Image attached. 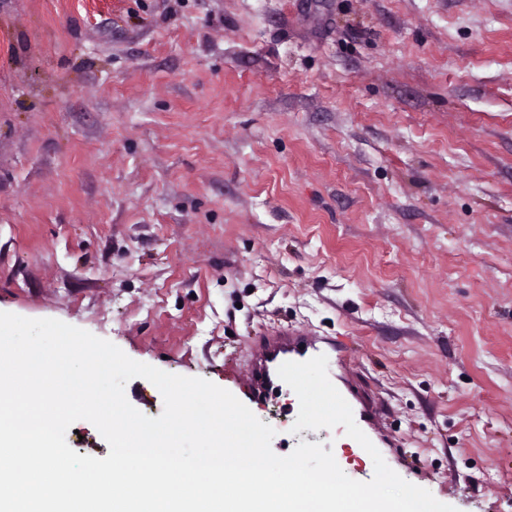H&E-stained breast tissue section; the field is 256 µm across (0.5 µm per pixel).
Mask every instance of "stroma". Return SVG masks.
I'll use <instances>...</instances> for the list:
<instances>
[{
	"label": "stroma",
	"instance_id": "stroma-1",
	"mask_svg": "<svg viewBox=\"0 0 512 512\" xmlns=\"http://www.w3.org/2000/svg\"><path fill=\"white\" fill-rule=\"evenodd\" d=\"M0 311L258 397L333 338L390 467L512 512V0H0ZM333 341L327 337L311 336L305 331H275L252 355L254 385L263 394L285 393L291 396L297 401L299 408L296 393L279 378L278 367L287 361L302 362L323 354L328 360V376L331 382L349 403L355 422L369 438L371 410L351 391L344 373H336L338 368L343 369L346 355Z\"/></svg>",
	"mask_w": 512,
	"mask_h": 512
}]
</instances>
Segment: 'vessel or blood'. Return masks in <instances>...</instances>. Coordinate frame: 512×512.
Masks as SVG:
<instances>
[{
	"label": "vessel or blood",
	"instance_id": "1",
	"mask_svg": "<svg viewBox=\"0 0 512 512\" xmlns=\"http://www.w3.org/2000/svg\"><path fill=\"white\" fill-rule=\"evenodd\" d=\"M320 354L326 356L328 376L331 382L337 383L339 392L349 403L357 425L361 430H369L371 411L348 385L340 383L337 370L342 367L345 354L329 338L285 329L270 334L252 355L254 385L263 394L289 393V386L277 374L279 366L287 361L302 362Z\"/></svg>",
	"mask_w": 512,
	"mask_h": 512
}]
</instances>
